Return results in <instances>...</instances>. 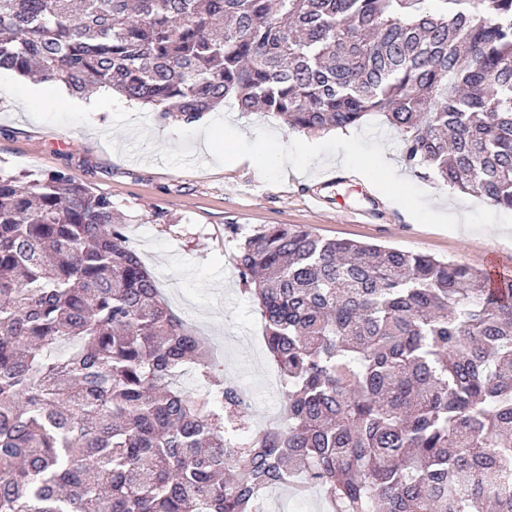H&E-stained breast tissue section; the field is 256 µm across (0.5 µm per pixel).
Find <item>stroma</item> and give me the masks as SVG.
<instances>
[{
    "label": "stroma",
    "instance_id": "stroma-1",
    "mask_svg": "<svg viewBox=\"0 0 512 512\" xmlns=\"http://www.w3.org/2000/svg\"><path fill=\"white\" fill-rule=\"evenodd\" d=\"M124 107L145 114L149 124V147L135 155L125 152L133 134L113 131L110 111L94 112L89 125L62 127L35 121L13 100L0 97V168L34 175L63 171L109 196L123 216L130 245L155 272L172 311L205 339L225 378L237 381L249 398L285 405L282 392L261 387L274 364L259 341L261 316L237 268L240 242L257 229L302 226L327 239L379 243L512 275V229L486 235L421 225L366 178L343 169L338 156L304 174L286 169L281 184L269 185L250 160L212 165L200 135L191 145L203 167L173 169L164 166L158 151L177 147L182 121L130 101ZM222 113L248 140H255L260 127L285 144L295 138L272 114L242 113L233 105ZM380 142L398 175L424 190L430 203L448 197L465 212L482 206V199L406 166L390 128H383ZM334 174L340 183L324 187Z\"/></svg>",
    "mask_w": 512,
    "mask_h": 512
}]
</instances>
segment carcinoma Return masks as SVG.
I'll use <instances>...</instances> for the list:
<instances>
[{"label":"carcinoma","mask_w":512,"mask_h":512,"mask_svg":"<svg viewBox=\"0 0 512 512\" xmlns=\"http://www.w3.org/2000/svg\"><path fill=\"white\" fill-rule=\"evenodd\" d=\"M193 123L378 115L402 160L512 209V0H0V69ZM285 398L249 416L112 199L0 172V512H512V276L286 224L239 245ZM193 368L202 392L173 380ZM278 496L269 504V511L265 512H295L291 511L293 506H298L303 512H324L321 507L319 493H306L303 497L296 496L291 489H279ZM304 498V501H297Z\"/></svg>","instance_id":"obj_1"}]
</instances>
